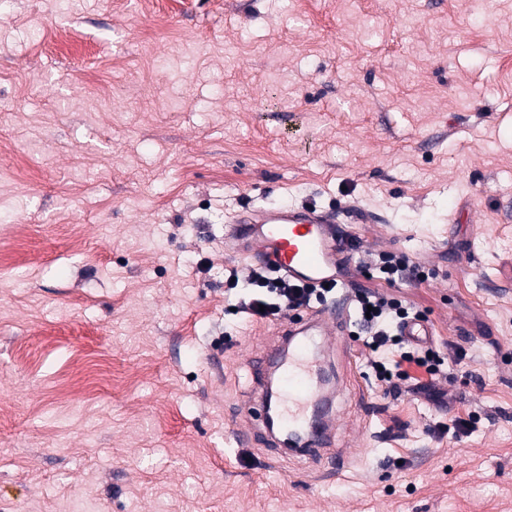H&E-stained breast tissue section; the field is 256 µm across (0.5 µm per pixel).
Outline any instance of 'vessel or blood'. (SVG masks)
Here are the masks:
<instances>
[{
  "mask_svg": "<svg viewBox=\"0 0 512 512\" xmlns=\"http://www.w3.org/2000/svg\"><path fill=\"white\" fill-rule=\"evenodd\" d=\"M346 233L333 209L291 206L245 207L227 232L241 242L253 263L272 266L288 279L313 286L332 285L331 302L290 320L284 342L271 352L267 365L251 372L249 413L269 427L272 445L284 447L287 436L301 433L305 452L330 447L336 423L326 415L330 403L320 384L317 360L326 337L350 323L345 283L339 268L346 260L341 240Z\"/></svg>",
  "mask_w": 512,
  "mask_h": 512,
  "instance_id": "b4317fda",
  "label": "vessel or blood"
}]
</instances>
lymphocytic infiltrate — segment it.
I'll use <instances>...</instances> for the list:
<instances>
[{"instance_id": "lymphocytic-infiltrate-1", "label": "lymphocytic infiltrate", "mask_w": 512, "mask_h": 512, "mask_svg": "<svg viewBox=\"0 0 512 512\" xmlns=\"http://www.w3.org/2000/svg\"><path fill=\"white\" fill-rule=\"evenodd\" d=\"M383 288L354 285L350 291V304L355 314L357 335L379 358L372 362L377 379L389 390H406L412 394L434 396V383L444 372L445 360L429 346L411 343L404 336V327L422 314L406 300L389 293V286L402 281H420L424 272L420 264L403 253L383 252L369 263ZM251 293L239 299L237 312L267 319L283 317L313 306L314 302L328 296V288H311L288 280L264 266L253 267L248 276ZM398 351L399 358L387 363L384 355ZM417 368V375H410V368Z\"/></svg>"}]
</instances>
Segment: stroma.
Returning <instances> with one entry per match:
<instances>
[{
  "label": "stroma",
  "mask_w": 512,
  "mask_h": 512,
  "mask_svg": "<svg viewBox=\"0 0 512 512\" xmlns=\"http://www.w3.org/2000/svg\"><path fill=\"white\" fill-rule=\"evenodd\" d=\"M283 204L344 212V281L424 266L448 363L395 396L341 337V471L231 437L281 322L225 315V227ZM0 512H512V0L0 12ZM367 264L368 270L376 272V275L372 274L371 277L383 281L390 287L402 281L424 279V271L421 270L420 264L413 262L404 253L383 252Z\"/></svg>",
  "instance_id": "1"
}]
</instances>
